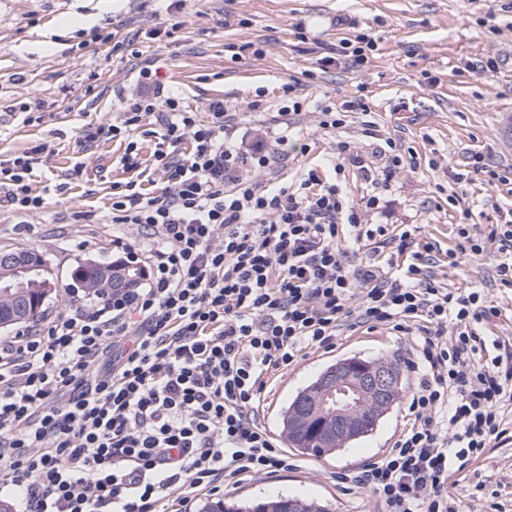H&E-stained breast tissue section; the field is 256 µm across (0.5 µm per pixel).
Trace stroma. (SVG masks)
<instances>
[{
	"label": "stroma",
	"instance_id": "obj_1",
	"mask_svg": "<svg viewBox=\"0 0 512 512\" xmlns=\"http://www.w3.org/2000/svg\"><path fill=\"white\" fill-rule=\"evenodd\" d=\"M164 0H0V159L45 144L30 185L45 194L46 205L28 217L29 230L14 227L12 213L0 209V250L27 248L41 253L57 277V293L47 311L68 309L70 273L84 259L120 258L113 245L121 226L110 223L106 203L113 182L124 180L119 142L98 140L77 151L84 130L120 123L124 100L140 89V70L150 67L166 89L207 119L208 105L220 99L237 114V134L245 139L290 129L293 143L278 168L254 176L257 186L278 181L292 185L301 172L337 157L339 142L370 158L376 138L401 137L417 153L415 167L396 170L388 185L365 182L351 160H344L347 190L354 199L376 192L379 207L365 214L370 224H413L418 238L456 248L462 220L489 227L500 211L512 208L505 186H491L474 171L469 157L512 179V11L499 0H184L181 26L173 37L151 38L169 26ZM113 33L120 50L95 40L94 29ZM371 34L379 52L366 67H332L306 78L318 56L315 42L338 43ZM243 46L238 58L226 44ZM263 49V56L252 53ZM499 60L496 71L485 68ZM300 80L307 106L292 119L277 113L282 86ZM362 96L368 120L377 126L367 137L364 120L341 129L319 125L321 106ZM34 106L31 123L22 105ZM84 174L55 194L54 185L75 163ZM88 214V221L64 223V216ZM493 261L460 257L439 264L435 275L451 288L486 289L498 318L483 332L489 339L512 340V290L490 286ZM409 339L382 331H357L334 350L306 352L278 375L261 402L259 420L281 437L280 412L296 391L326 365L351 355L398 361L404 390H411ZM407 422L405 400H398L369 437L321 458L289 449L292 468L262 480L223 489L226 498L288 495L317 499L330 512H378L368 492L338 483L336 476L385 456ZM450 494L463 512H512V440L491 443L478 460L453 472Z\"/></svg>",
	"mask_w": 512,
	"mask_h": 512
}]
</instances>
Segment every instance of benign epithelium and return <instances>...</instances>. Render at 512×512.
I'll return each mask as SVG.
<instances>
[{
  "instance_id": "1",
  "label": "benign epithelium",
  "mask_w": 512,
  "mask_h": 512,
  "mask_svg": "<svg viewBox=\"0 0 512 512\" xmlns=\"http://www.w3.org/2000/svg\"><path fill=\"white\" fill-rule=\"evenodd\" d=\"M100 275L116 290L124 287L127 276L121 267L105 264ZM51 286L40 257L31 252L0 251V295L13 305L12 323L32 319L34 308L28 296L17 293L21 281ZM401 382L397 366L382 360L340 361L318 378L314 388L301 400L293 417L294 429L303 433L312 428L323 448L340 449L361 435L366 417L379 419L396 402Z\"/></svg>"
}]
</instances>
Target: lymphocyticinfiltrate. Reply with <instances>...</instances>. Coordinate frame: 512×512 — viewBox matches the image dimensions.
Wrapping results in <instances>:
<instances>
[{"label": "lymphocytic infiltrate", "mask_w": 512, "mask_h": 512, "mask_svg": "<svg viewBox=\"0 0 512 512\" xmlns=\"http://www.w3.org/2000/svg\"><path fill=\"white\" fill-rule=\"evenodd\" d=\"M360 33L326 47L318 70L358 69L377 50ZM153 121L160 193L147 192L137 134ZM223 101L198 120L177 94L140 91L121 124L85 130L79 147L122 138L130 177L112 184L116 238L141 266L142 288L72 299L68 310L0 341V495L19 512H178L189 490L211 491L288 469V455L258 421L270 380L308 351L328 350L361 327L410 336L415 384L410 420L393 448L342 483L369 491L381 512H458L448 492L456 463L482 457L512 430V344L486 342L480 322L499 310L477 291L441 285L430 244L400 225L402 262H356L349 244L387 245L366 224L378 199L355 201L332 163L295 188L256 189L279 163L263 143L234 141ZM40 146L0 160V208L41 209L28 180ZM489 230L458 224L447 252L492 256L512 287V209Z\"/></svg>", "instance_id": "1"}]
</instances>
